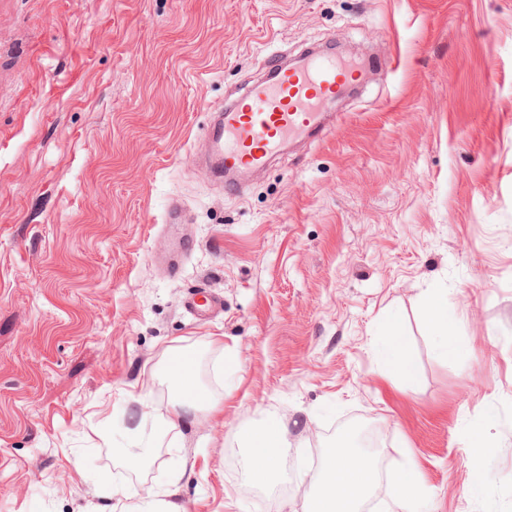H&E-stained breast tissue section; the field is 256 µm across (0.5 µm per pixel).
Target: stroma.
Listing matches in <instances>:
<instances>
[{
	"instance_id": "stroma-1",
	"label": "stroma",
	"mask_w": 512,
	"mask_h": 512,
	"mask_svg": "<svg viewBox=\"0 0 512 512\" xmlns=\"http://www.w3.org/2000/svg\"><path fill=\"white\" fill-rule=\"evenodd\" d=\"M329 39L368 65L360 91L226 196L195 162L210 106ZM172 199L194 243L174 274ZM434 290L466 343L447 358ZM194 291L223 311L191 318ZM389 314L412 376L376 353ZM173 346L224 412L166 434ZM272 419L288 485L254 494L228 455ZM352 423L382 468L364 512L407 464L412 512H512V0H0V512L151 489L303 512L312 456ZM138 424L162 446L133 473L112 451Z\"/></svg>"
}]
</instances>
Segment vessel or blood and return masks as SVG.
I'll return each mask as SVG.
<instances>
[{"instance_id": "b4317fda", "label": "vessel or blood", "mask_w": 512, "mask_h": 512, "mask_svg": "<svg viewBox=\"0 0 512 512\" xmlns=\"http://www.w3.org/2000/svg\"><path fill=\"white\" fill-rule=\"evenodd\" d=\"M365 68L337 56L332 44L296 61L268 59L264 74L231 102L214 107L202 139L204 161L225 194L239 195L244 174L267 166L291 141L323 137L328 109L358 85Z\"/></svg>"}]
</instances>
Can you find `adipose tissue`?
Returning <instances> with one entry per match:
<instances>
[{
    "label": "adipose tissue",
    "mask_w": 512,
    "mask_h": 512,
    "mask_svg": "<svg viewBox=\"0 0 512 512\" xmlns=\"http://www.w3.org/2000/svg\"><path fill=\"white\" fill-rule=\"evenodd\" d=\"M187 351L168 360L173 376L183 378V390L167 406L165 427L175 431L184 426L188 411L198 397V382L186 367ZM242 467L253 484L270 486L283 475V457L288 437L281 424L271 422L249 431ZM380 478L379 460L359 448H338L325 455L319 477L307 495V512H360Z\"/></svg>",
    "instance_id": "obj_1"
}]
</instances>
